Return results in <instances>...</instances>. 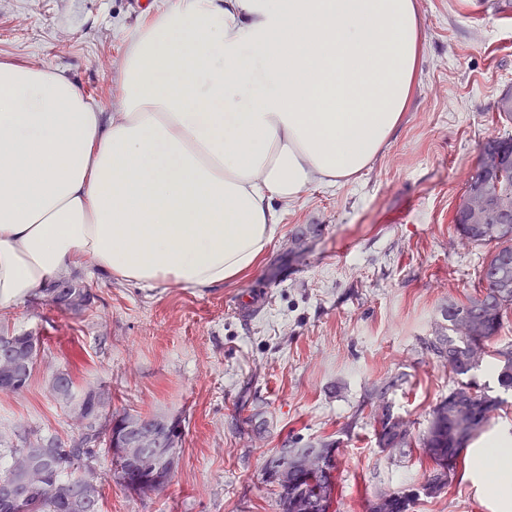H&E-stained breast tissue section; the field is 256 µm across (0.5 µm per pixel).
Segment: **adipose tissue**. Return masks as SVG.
Segmentation results:
<instances>
[{
	"label": "adipose tissue",
	"mask_w": 512,
	"mask_h": 512,
	"mask_svg": "<svg viewBox=\"0 0 512 512\" xmlns=\"http://www.w3.org/2000/svg\"><path fill=\"white\" fill-rule=\"evenodd\" d=\"M415 0H170L133 37L110 113L0 63V308L71 272L141 288L251 276L274 203L360 176L420 70ZM512 500V437L488 442Z\"/></svg>",
	"instance_id": "1"
}]
</instances>
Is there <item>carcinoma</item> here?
<instances>
[{
  "label": "carcinoma",
  "instance_id": "carcinoma-1",
  "mask_svg": "<svg viewBox=\"0 0 512 512\" xmlns=\"http://www.w3.org/2000/svg\"><path fill=\"white\" fill-rule=\"evenodd\" d=\"M498 119L512 122V91L503 93L497 103ZM507 165L499 171H488L478 166L469 177L465 191H476L484 196L490 211L508 203L512 205V138H505ZM452 222L466 243L490 247L489 254L478 270L479 290L464 301L448 300L444 318L448 321V335L437 336L428 342L427 349L437 359L448 364V370L456 378L455 387L432 409L427 430L419 438L420 447L433 462L423 491L428 495L441 492L448 486L449 478L456 468L464 448L481 434L494 414L501 409L502 400L489 394L485 387L475 381L476 372L490 363L496 372L500 389L512 391V342L497 344L507 311L512 308V230L504 228L503 221L492 217L476 220L461 207H456ZM87 292L83 288H67L52 297L60 309L80 311L86 305ZM467 318L474 324V333L461 336L456 331V322ZM21 358L28 362V372L21 380L3 374L0 370V391L14 393L29 386L35 369L38 351L28 347L26 336H18L15 347ZM84 410L95 423L98 418L96 394L83 390L79 396ZM149 424L164 440L182 438L180 425H174L161 416L149 418ZM378 433L383 448H410L413 436L410 427H401L400 419L393 416L389 405H384ZM44 446L42 455L35 464L42 475V484L36 487L16 486L18 474L7 466L0 470V512H16L15 506L6 502L5 490L23 495L22 512H98L101 489L97 488L89 498L82 497L76 478H62L63 471L77 467L83 469L93 465L96 449L109 447L103 429L81 434L72 443L63 442L55 436L37 439ZM319 449L335 450L330 441L309 442L297 448L286 442L281 448L280 458L288 464V481L281 482L266 475L265 482L276 496L280 512H330L334 496L335 467L312 474L303 466L304 455ZM416 493L411 489L397 491L396 496L383 504L372 503L370 512H410Z\"/></svg>",
  "mask_w": 512,
  "mask_h": 512
}]
</instances>
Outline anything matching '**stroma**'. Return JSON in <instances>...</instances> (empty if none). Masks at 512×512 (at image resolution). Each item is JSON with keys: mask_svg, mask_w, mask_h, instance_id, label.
<instances>
[{"mask_svg": "<svg viewBox=\"0 0 512 512\" xmlns=\"http://www.w3.org/2000/svg\"><path fill=\"white\" fill-rule=\"evenodd\" d=\"M423 59L401 128L351 183L315 187L280 211L281 229L252 276L221 288H140L85 273L81 312L44 292L0 315V334L41 341L32 381L0 393V455L30 437L78 436L49 394L70 372L113 411L180 420L179 461L159 492L133 494L99 454L101 512H280L264 479L290 437L337 446L330 512H370L412 488L411 512H504L479 457L512 434V394L484 438L464 449L447 488L423 495L432 461L378 444L376 393L414 435L453 378L425 344L449 300L478 287L488 250L463 243L452 216L485 142L512 137L497 101L512 90V0H417ZM146 13L129 0H0V62L52 68L100 111L112 109L132 36ZM245 293L259 312L239 315Z\"/></svg>", "mask_w": 512, "mask_h": 512, "instance_id": "1", "label": "stroma"}]
</instances>
